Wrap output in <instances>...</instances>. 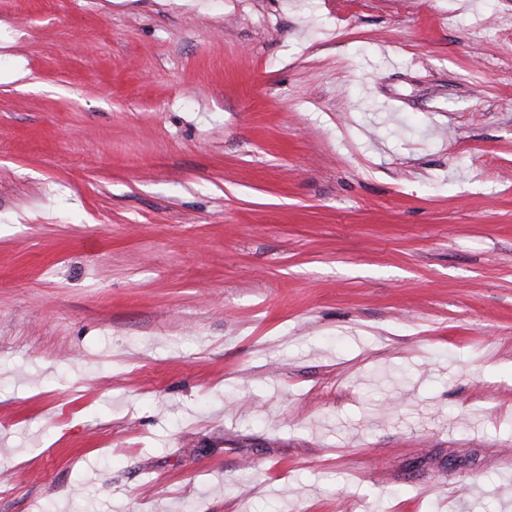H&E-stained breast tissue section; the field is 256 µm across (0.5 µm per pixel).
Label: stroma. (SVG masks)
<instances>
[{
  "mask_svg": "<svg viewBox=\"0 0 512 512\" xmlns=\"http://www.w3.org/2000/svg\"><path fill=\"white\" fill-rule=\"evenodd\" d=\"M0 512H512V0H0Z\"/></svg>",
  "mask_w": 512,
  "mask_h": 512,
  "instance_id": "obj_1",
  "label": "stroma"
}]
</instances>
